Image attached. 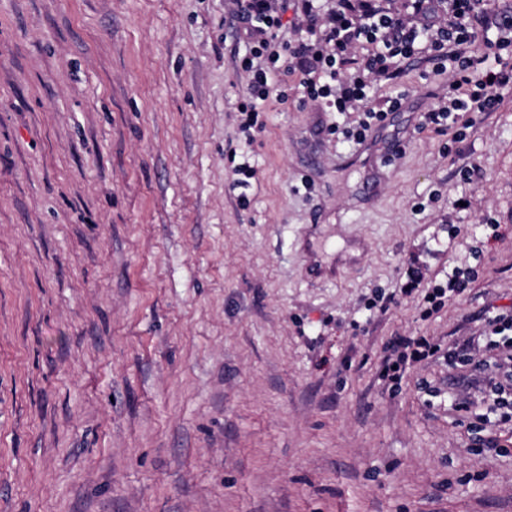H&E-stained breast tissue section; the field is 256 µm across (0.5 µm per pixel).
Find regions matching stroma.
<instances>
[{"label": "stroma", "mask_w": 512, "mask_h": 512, "mask_svg": "<svg viewBox=\"0 0 512 512\" xmlns=\"http://www.w3.org/2000/svg\"><path fill=\"white\" fill-rule=\"evenodd\" d=\"M233 9L0 0V512H512V422L453 408L471 365L378 377L396 337L445 348L512 311V90L455 143L418 127L447 74L402 61L368 100L403 98L366 203L347 144L310 140L350 115L298 74L241 132ZM316 222L367 254L307 277ZM470 264L432 316L396 293Z\"/></svg>", "instance_id": "1"}]
</instances>
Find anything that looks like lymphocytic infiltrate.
I'll return each instance as SVG.
<instances>
[{
    "instance_id": "f902f5d3",
    "label": "lymphocytic infiltrate",
    "mask_w": 512,
    "mask_h": 512,
    "mask_svg": "<svg viewBox=\"0 0 512 512\" xmlns=\"http://www.w3.org/2000/svg\"><path fill=\"white\" fill-rule=\"evenodd\" d=\"M407 15L378 9L374 0H295L296 36L281 44L283 0H236L237 18L243 26L246 54L241 66L249 76L248 103L242 104L243 131L258 125L271 83L278 74L280 46H287L292 71L300 72L305 96L329 112H354L358 118L346 128L329 126V134H342L353 144L364 142L401 106L400 97H388L367 107L370 85L402 78L400 60L430 55L437 69L448 72V90L421 117L424 129L443 131L450 124L472 127V113L494 111L501 92L512 89V63H501L503 51L512 48V16L489 13L485 0H409ZM484 39L497 57V65H483L472 54L476 39ZM491 334L482 364L501 370L503 378L489 384L493 410L512 407V366L504 368L499 355L512 363V314L487 317ZM440 350L426 337H401L389 347L381 363L382 380L400 385L413 364L426 361ZM506 360V361H507Z\"/></svg>"
}]
</instances>
